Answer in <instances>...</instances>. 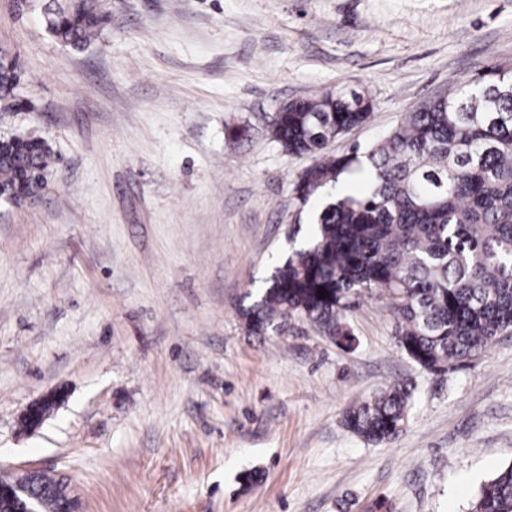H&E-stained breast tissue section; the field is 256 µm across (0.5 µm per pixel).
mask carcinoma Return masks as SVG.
Masks as SVG:
<instances>
[{
  "mask_svg": "<svg viewBox=\"0 0 512 512\" xmlns=\"http://www.w3.org/2000/svg\"><path fill=\"white\" fill-rule=\"evenodd\" d=\"M48 33L74 50L108 21L99 0H64L44 13ZM16 61L0 58V109L21 106ZM512 68L491 66L405 114L376 142L342 156L329 143L365 124L368 94L351 89L282 106L273 139L314 162L295 192L321 201L312 240L278 261L266 287L240 309L246 332L264 337L302 319L344 350L354 336L345 313L371 294L397 316L396 338L421 368L445 372L486 356L512 333ZM50 145L37 138L0 139V199L17 202L45 188ZM357 172L360 193L342 191ZM324 296H319V292ZM413 392L392 385L353 406L344 425L381 444L401 431ZM40 512H69L68 485L38 472L25 479ZM470 512H512V463L485 482Z\"/></svg>",
  "mask_w": 512,
  "mask_h": 512,
  "instance_id": "1",
  "label": "carcinoma"
}]
</instances>
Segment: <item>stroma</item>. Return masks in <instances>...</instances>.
<instances>
[{
    "label": "stroma",
    "instance_id": "35a3bbf8",
    "mask_svg": "<svg viewBox=\"0 0 512 512\" xmlns=\"http://www.w3.org/2000/svg\"><path fill=\"white\" fill-rule=\"evenodd\" d=\"M47 2L0 0L29 103L0 138L53 153L35 200H0V475L66 477L82 512H467L512 462V335L434 374L377 297L348 312V352L300 319L246 335L239 309L312 229L295 193L312 159L272 139L278 109L367 91L369 121L330 150L367 146L512 65V0H101L81 51L47 32ZM398 383L397 435L345 427Z\"/></svg>",
    "mask_w": 512,
    "mask_h": 512
}]
</instances>
